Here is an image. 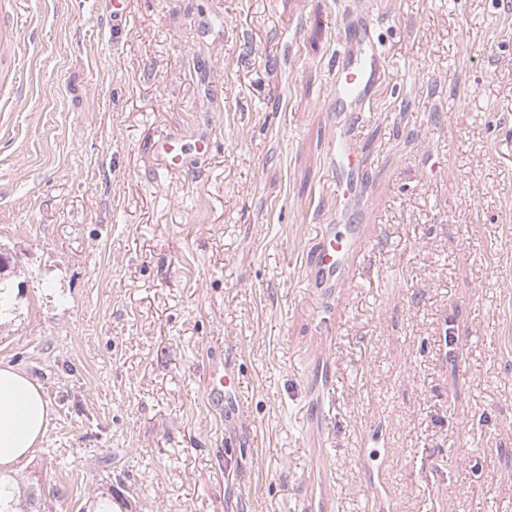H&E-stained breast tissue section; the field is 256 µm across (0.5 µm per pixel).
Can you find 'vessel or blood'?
Returning <instances> with one entry per match:
<instances>
[{"label": "vessel or blood", "mask_w": 512, "mask_h": 512, "mask_svg": "<svg viewBox=\"0 0 512 512\" xmlns=\"http://www.w3.org/2000/svg\"><path fill=\"white\" fill-rule=\"evenodd\" d=\"M361 21L336 46L327 97L337 107L366 108L371 97L388 72V62L379 41L374 36L378 13L377 0H366ZM28 12L0 8V73L8 74V90L0 93V112L21 97L26 88L29 59L22 52L17 37L33 23ZM357 123L330 120L325 144L333 173L336 175V197L344 199L354 190V182L345 178V171L357 170L360 160L356 148ZM213 147V130L207 126L174 127L159 132L148 146L149 166L154 174L174 176L198 170ZM367 240L358 226L348 232L337 231L335 225H320L304 261V283L309 295L317 297L324 291L344 289L352 283L349 259L366 252ZM237 379L231 367L216 363L209 370L205 390L209 399H234Z\"/></svg>", "instance_id": "1"}]
</instances>
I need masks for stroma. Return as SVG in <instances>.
<instances>
[{
	"label": "stroma",
	"instance_id": "obj_1",
	"mask_svg": "<svg viewBox=\"0 0 512 512\" xmlns=\"http://www.w3.org/2000/svg\"><path fill=\"white\" fill-rule=\"evenodd\" d=\"M361 4L131 0L115 30L109 0H23L0 364L51 403L15 468L41 512H79L107 476L133 512H363L372 494L512 512V0H381L390 76L357 129L369 250L347 297L316 300L328 70ZM196 124L215 129L202 169L154 176L155 132ZM230 350L244 418L201 392Z\"/></svg>",
	"mask_w": 512,
	"mask_h": 512
}]
</instances>
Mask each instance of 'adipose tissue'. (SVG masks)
Here are the masks:
<instances>
[{
  "mask_svg": "<svg viewBox=\"0 0 512 512\" xmlns=\"http://www.w3.org/2000/svg\"><path fill=\"white\" fill-rule=\"evenodd\" d=\"M51 421L40 384L9 365H0V468L11 469L29 455Z\"/></svg>",
  "mask_w": 512,
  "mask_h": 512,
  "instance_id": "adipose-tissue-1",
  "label": "adipose tissue"
}]
</instances>
